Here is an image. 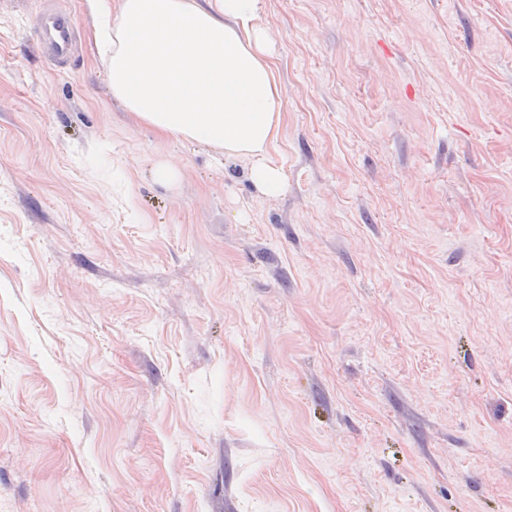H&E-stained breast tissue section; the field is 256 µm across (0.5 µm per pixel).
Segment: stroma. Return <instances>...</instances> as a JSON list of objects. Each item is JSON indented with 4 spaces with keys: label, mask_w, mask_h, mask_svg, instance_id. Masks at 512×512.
<instances>
[{
    "label": "stroma",
    "mask_w": 512,
    "mask_h": 512,
    "mask_svg": "<svg viewBox=\"0 0 512 512\" xmlns=\"http://www.w3.org/2000/svg\"><path fill=\"white\" fill-rule=\"evenodd\" d=\"M60 2L61 69L0 0V512H512V0H266L276 196Z\"/></svg>",
    "instance_id": "obj_1"
}]
</instances>
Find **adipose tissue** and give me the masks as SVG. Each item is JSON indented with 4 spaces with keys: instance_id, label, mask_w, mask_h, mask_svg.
<instances>
[{
    "instance_id": "adipose-tissue-1",
    "label": "adipose tissue",
    "mask_w": 512,
    "mask_h": 512,
    "mask_svg": "<svg viewBox=\"0 0 512 512\" xmlns=\"http://www.w3.org/2000/svg\"><path fill=\"white\" fill-rule=\"evenodd\" d=\"M105 20L102 58L113 99L165 138L249 158L263 194L281 193L268 159L283 112L265 0H88Z\"/></svg>"
}]
</instances>
